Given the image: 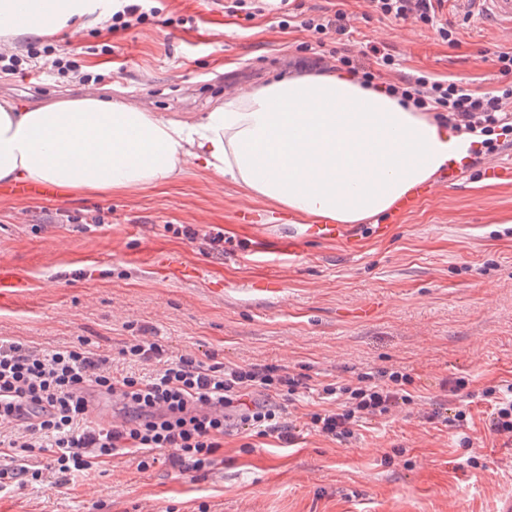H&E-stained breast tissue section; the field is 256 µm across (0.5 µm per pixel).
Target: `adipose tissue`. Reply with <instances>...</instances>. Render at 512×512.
<instances>
[{"instance_id": "obj_1", "label": "adipose tissue", "mask_w": 512, "mask_h": 512, "mask_svg": "<svg viewBox=\"0 0 512 512\" xmlns=\"http://www.w3.org/2000/svg\"><path fill=\"white\" fill-rule=\"evenodd\" d=\"M98 0H0V39L101 19ZM460 136L433 113L344 72L278 79L196 118L89 94L28 108L0 100V183L125 192L187 165L307 220L365 224L454 158Z\"/></svg>"}]
</instances>
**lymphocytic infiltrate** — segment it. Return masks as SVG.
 <instances>
[{
    "label": "lymphocytic infiltrate",
    "mask_w": 512,
    "mask_h": 512,
    "mask_svg": "<svg viewBox=\"0 0 512 512\" xmlns=\"http://www.w3.org/2000/svg\"><path fill=\"white\" fill-rule=\"evenodd\" d=\"M445 0H369L370 14L380 20L413 23L434 32L448 46H459L453 24L442 21ZM277 9L283 26L309 33L305 50L332 60L361 84L383 80L388 94L418 110L435 113L457 132L479 138L484 154L512 142V49L494 52L501 77L497 89L480 92L426 73H399L388 45L354 44L352 17L335 6L315 13L295 11L289 0H224L226 13L250 20ZM161 14L154 0H112L106 23L111 34L155 23ZM76 60L57 55L53 45L28 43L23 53L0 48V74L39 79L43 74L67 78ZM123 359L154 364L147 376L116 371L110 354L90 339L54 350L37 349L0 337V424L17 430L0 454V492L41 481L58 473L57 487L71 477L101 468L117 456L132 457L138 471H148L168 454L181 474L224 462V438L235 431L289 443L288 405L300 390L317 389L335 399L336 410L310 412L312 431L338 442L354 435L363 420L413 404L402 373L379 370L360 375L357 386L312 384L310 376L289 373L276 364L208 363L192 354L175 355L150 336H134L120 350ZM111 396L128 411L125 420L102 427L92 424L93 394ZM492 409L490 429L512 443V383L481 392Z\"/></svg>",
    "instance_id": "1"
}]
</instances>
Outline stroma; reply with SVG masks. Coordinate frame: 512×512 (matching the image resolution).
<instances>
[{
    "mask_svg": "<svg viewBox=\"0 0 512 512\" xmlns=\"http://www.w3.org/2000/svg\"><path fill=\"white\" fill-rule=\"evenodd\" d=\"M169 25L118 37L103 25L50 35L105 74L98 91L165 117L191 118L223 101L226 85L247 92L293 74L322 73L302 48L306 33L277 13L244 21L213 0H159ZM356 41H383L404 72L426 71L488 91L496 70L485 51L512 48V31L465 19L447 0L460 47L410 23L365 20L367 0H344ZM0 78V98L33 108L82 96ZM464 160L442 171L446 188L407 213H390L386 237L351 224L358 251L307 240L288 256L286 211L253 200L231 182L187 166L172 182L125 194L67 193L65 199L0 195V263L24 291L0 306V336L42 349L92 340L112 354L147 335L170 351L212 354L220 363H275L293 374L357 385L381 369L408 374L415 402L375 418L337 442L299 429L290 447L239 434L224 440V463L189 477L167 458L142 473L129 458L74 477L52 475L0 493V512H498L512 496V445L489 429L480 394L512 381V183ZM247 209L256 223L240 222ZM474 393L471 420L430 419L455 407L447 384Z\"/></svg>",
    "mask_w": 512,
    "mask_h": 512,
    "instance_id": "35a3bbf8",
    "label": "stroma"
}]
</instances>
